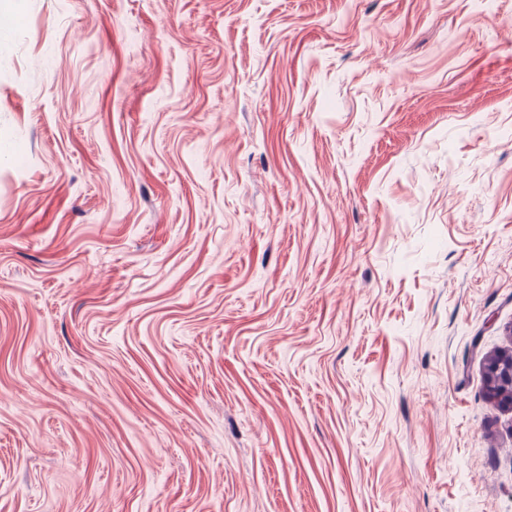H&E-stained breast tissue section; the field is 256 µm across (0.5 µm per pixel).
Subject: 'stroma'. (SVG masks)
Instances as JSON below:
<instances>
[{"mask_svg":"<svg viewBox=\"0 0 512 512\" xmlns=\"http://www.w3.org/2000/svg\"><path fill=\"white\" fill-rule=\"evenodd\" d=\"M0 512H512V0H17ZM512 350L498 351L487 358L486 395L512 411Z\"/></svg>","mask_w":512,"mask_h":512,"instance_id":"1","label":"stroma"}]
</instances>
